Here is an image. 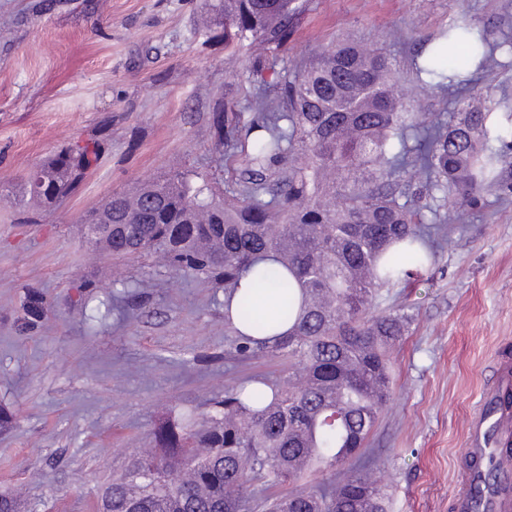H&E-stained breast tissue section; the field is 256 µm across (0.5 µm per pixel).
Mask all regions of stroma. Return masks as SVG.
Listing matches in <instances>:
<instances>
[{"label": "stroma", "mask_w": 512, "mask_h": 512, "mask_svg": "<svg viewBox=\"0 0 512 512\" xmlns=\"http://www.w3.org/2000/svg\"><path fill=\"white\" fill-rule=\"evenodd\" d=\"M297 3L286 47L244 43L231 57L201 26L206 0H0V494L19 512H98L170 415L199 422L232 382L287 376L278 356L226 359L223 289L158 257L109 256L83 219L170 170L218 176L211 115L220 102L248 114L251 63L283 69L350 39L386 45L404 68L453 15L450 0ZM101 127L100 166L25 223L23 177ZM30 289L49 312L25 336ZM392 310L411 321L390 351L372 476L387 512H453L469 417L512 354V202L486 196L479 215L449 225L430 263L382 288L369 313Z\"/></svg>", "instance_id": "1"}]
</instances>
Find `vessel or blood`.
<instances>
[{
    "label": "vessel or blood",
    "instance_id": "vessel-or-blood-1",
    "mask_svg": "<svg viewBox=\"0 0 512 512\" xmlns=\"http://www.w3.org/2000/svg\"><path fill=\"white\" fill-rule=\"evenodd\" d=\"M471 466L454 498L456 512H512V362L501 361L495 386L469 427Z\"/></svg>",
    "mask_w": 512,
    "mask_h": 512
}]
</instances>
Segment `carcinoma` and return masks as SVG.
Masks as SVG:
<instances>
[{
  "label": "carcinoma",
  "instance_id": "1",
  "mask_svg": "<svg viewBox=\"0 0 512 512\" xmlns=\"http://www.w3.org/2000/svg\"><path fill=\"white\" fill-rule=\"evenodd\" d=\"M208 8L205 29L221 30L226 49L282 45L298 11L295 0ZM501 62L512 65V34L457 11L410 62L418 86L455 102L432 118L383 47L340 42L292 71L258 66L248 118L212 112L224 155L240 162L224 198L176 171L91 212L86 223H112L102 244L112 255L159 253L170 270L224 289V307L236 301L235 317L224 312L228 358L295 364L278 382L227 386L204 425L157 427L155 446L112 477L100 512H249L258 492L265 512H386L366 447L408 316L367 310L409 274L405 264L431 261L451 215L481 210L488 194L512 200V91L471 76ZM105 130L35 167L23 206L45 211L74 194L100 163ZM253 271V290L241 289ZM261 288L274 289L266 312ZM23 310L17 330L27 335L48 306L32 289ZM284 322L287 333L271 334Z\"/></svg>",
  "mask_w": 512,
  "mask_h": 512
}]
</instances>
